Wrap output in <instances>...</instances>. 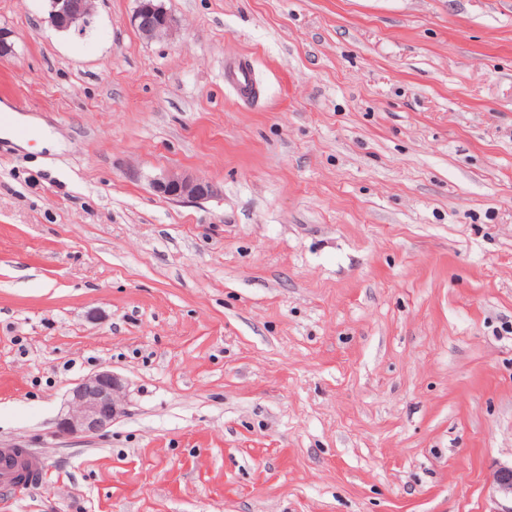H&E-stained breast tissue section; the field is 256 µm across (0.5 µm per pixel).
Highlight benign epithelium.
I'll return each instance as SVG.
<instances>
[{"label":"benign epithelium","mask_w":512,"mask_h":512,"mask_svg":"<svg viewBox=\"0 0 512 512\" xmlns=\"http://www.w3.org/2000/svg\"><path fill=\"white\" fill-rule=\"evenodd\" d=\"M49 20L59 30L85 29L94 14V0H46ZM134 22L151 38L169 35L174 20L154 0H139ZM161 196L171 200H205L215 195L214 185L202 179L170 174L154 181ZM123 390L110 370H101L78 382L70 391L67 409L61 414L58 429L65 434H93L112 425L121 413ZM490 510L512 512V465H498L489 485Z\"/></svg>","instance_id":"obj_1"}]
</instances>
